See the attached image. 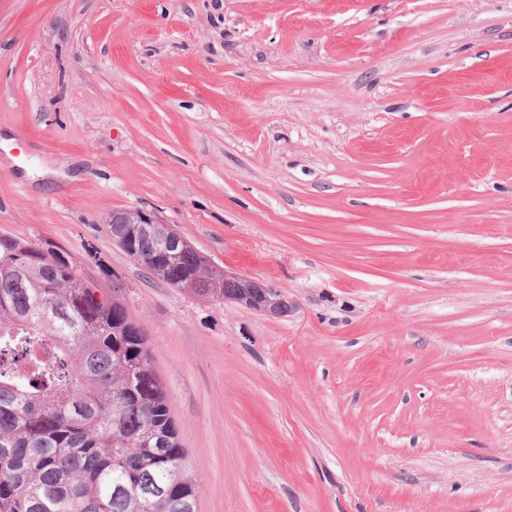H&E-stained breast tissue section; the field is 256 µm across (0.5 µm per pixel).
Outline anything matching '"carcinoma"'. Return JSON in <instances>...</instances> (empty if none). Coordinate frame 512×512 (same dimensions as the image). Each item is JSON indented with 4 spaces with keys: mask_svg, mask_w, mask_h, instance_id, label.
I'll return each instance as SVG.
<instances>
[{
    "mask_svg": "<svg viewBox=\"0 0 512 512\" xmlns=\"http://www.w3.org/2000/svg\"><path fill=\"white\" fill-rule=\"evenodd\" d=\"M109 230L170 287L234 292L188 241L169 255L160 228ZM72 267L64 251L0 237V512H197L146 330Z\"/></svg>",
    "mask_w": 512,
    "mask_h": 512,
    "instance_id": "carcinoma-1",
    "label": "carcinoma"
}]
</instances>
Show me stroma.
<instances>
[{
    "label": "stroma",
    "mask_w": 512,
    "mask_h": 512,
    "mask_svg": "<svg viewBox=\"0 0 512 512\" xmlns=\"http://www.w3.org/2000/svg\"><path fill=\"white\" fill-rule=\"evenodd\" d=\"M1 231L144 326L198 512H512V0H0ZM122 215L136 222L129 223ZM107 223H110L108 227L113 240L117 243H123L125 240L131 242L134 251L127 255L149 273V278L155 279L151 272L156 266L163 271L160 281L170 287L183 288L200 297L234 302L271 317L288 314V297L281 290L262 288L265 292H254L249 288L250 284H265L212 266L187 239L176 254L168 255L163 247L162 229L151 226L163 224L154 213L144 209H133L125 214H112L106 220ZM225 281L228 286L232 283L240 285L242 290L230 295L236 288L224 287Z\"/></svg>",
    "instance_id": "obj_1"
}]
</instances>
